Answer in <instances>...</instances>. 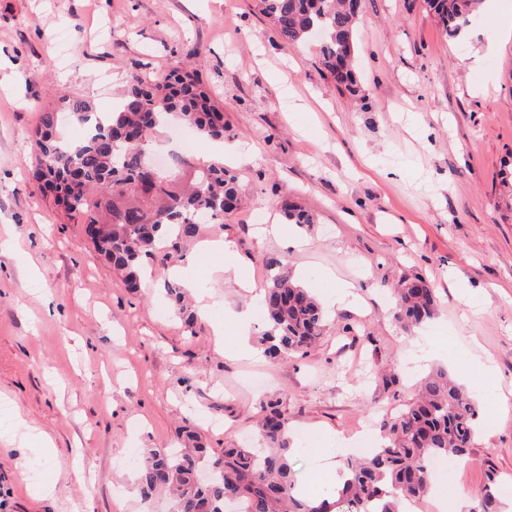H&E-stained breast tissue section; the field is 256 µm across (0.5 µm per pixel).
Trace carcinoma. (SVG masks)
<instances>
[{"instance_id":"carcinoma-1","label":"carcinoma","mask_w":512,"mask_h":512,"mask_svg":"<svg viewBox=\"0 0 512 512\" xmlns=\"http://www.w3.org/2000/svg\"><path fill=\"white\" fill-rule=\"evenodd\" d=\"M483 3L424 0L451 40ZM257 5L284 44L294 48L317 41L323 68L348 93L359 92L351 61L360 0H257ZM65 107L84 127V136L78 142L62 139L59 113H42L35 133L36 177L71 218L96 231L91 242L127 287H139L146 262L166 271L180 243L198 234L201 215L222 223L237 208V179L222 163L192 166L180 177L151 169L150 145L173 117L205 139L224 141V110L199 78L177 67L153 79L134 74L110 112L98 113L77 97L65 98ZM280 212L289 224L314 223L312 214L286 200ZM267 267L273 273L261 298L267 323L260 342L272 358L302 356L325 334L327 313L311 289L284 271L281 259H268ZM167 290L193 325L183 286L169 282ZM391 294L404 329L433 317L435 291L424 279L399 281ZM262 412L264 448L228 447L211 458L188 430L179 448L148 449L137 467L144 498L168 488L174 492L173 512H225L231 501L244 504L246 512H397L399 501L415 504L432 494L430 460L472 454L478 429L468 388L436 369L419 381L415 400L383 421L378 447L343 461L345 484L329 499L296 492L288 419L274 403L262 406ZM472 512H505L495 477L477 495Z\"/></svg>"}]
</instances>
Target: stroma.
<instances>
[{"instance_id":"35a3bbf8","label":"stroma","mask_w":512,"mask_h":512,"mask_svg":"<svg viewBox=\"0 0 512 512\" xmlns=\"http://www.w3.org/2000/svg\"><path fill=\"white\" fill-rule=\"evenodd\" d=\"M54 33L70 60L58 58ZM356 39L354 97L322 70L316 43L284 46L256 0H0V243H11L0 246V409L51 443L34 456L0 428V512H170L168 494L143 498L120 459L177 447L189 424L220 454L257 437L266 401L278 403L293 443L315 438L296 456L306 488L338 461L326 437L350 440L365 424L378 432L430 367L469 383L475 341L495 372L476 394L475 450L450 464L447 512L489 477L512 484V187L499 176L512 167V0H485L456 41L423 0H362ZM194 47L197 75L224 108V166L245 203L201 225L173 260L200 259L190 276L210 307L189 326L164 274L126 288L84 225L41 192L33 135L61 95L107 111L132 75H161ZM285 198L316 224L261 235L256 212L275 223ZM224 239L258 286L274 256L320 298L340 282L358 298L330 306L306 356L230 355L238 312L251 310L254 341L266 317L223 253L201 256L205 241ZM417 278L438 300L428 331L451 345L411 375L413 336L389 287ZM250 374L266 386L250 388ZM33 457L54 495L32 493Z\"/></svg>"}]
</instances>
